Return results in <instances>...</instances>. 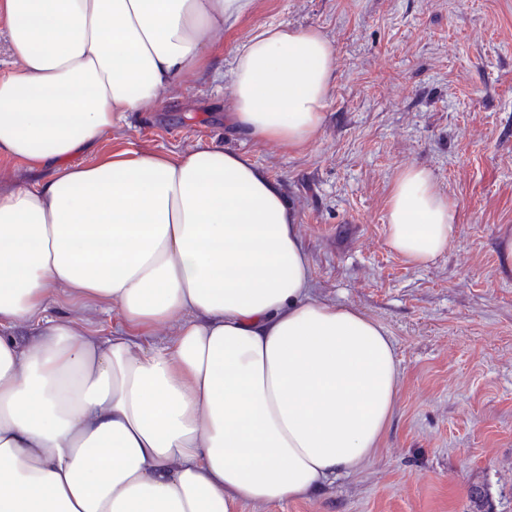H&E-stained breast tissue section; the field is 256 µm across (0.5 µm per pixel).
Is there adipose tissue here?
Segmentation results:
<instances>
[{
    "mask_svg": "<svg viewBox=\"0 0 512 512\" xmlns=\"http://www.w3.org/2000/svg\"><path fill=\"white\" fill-rule=\"evenodd\" d=\"M253 0H0V156L52 166L0 189V512H238L315 495L380 448L402 384L391 339L313 298L281 187L242 151L75 159L206 67ZM336 54L318 29L242 40L224 120L294 149L321 130ZM388 247L423 267L452 206L403 169ZM73 314L48 316L57 293ZM121 316L111 336L84 310ZM174 336L144 346L156 325Z\"/></svg>",
    "mask_w": 512,
    "mask_h": 512,
    "instance_id": "1",
    "label": "adipose tissue"
}]
</instances>
